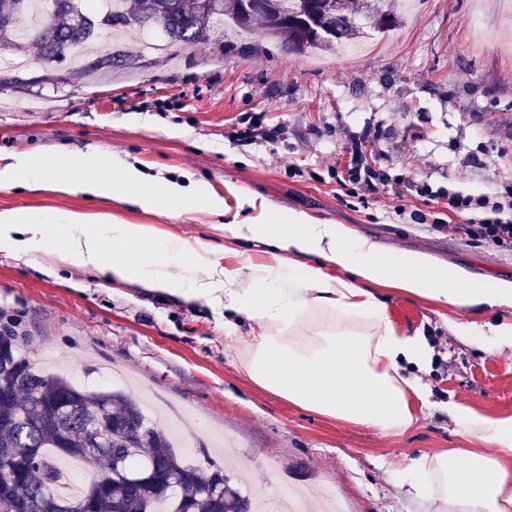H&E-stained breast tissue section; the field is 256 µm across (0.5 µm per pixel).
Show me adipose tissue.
Masks as SVG:
<instances>
[{"mask_svg":"<svg viewBox=\"0 0 512 512\" xmlns=\"http://www.w3.org/2000/svg\"><path fill=\"white\" fill-rule=\"evenodd\" d=\"M60 156L25 153L0 166V186L49 190L113 200L174 217L205 210L223 216L224 200L200 181L181 185L156 180L138 166L109 155H84L59 176ZM254 217L225 222L224 235L251 241L256 252L275 248L278 269L243 264L229 268L208 259L209 246L168 248L185 259L186 272H169L159 255L160 236L151 224H106L98 216L68 213L55 219L0 211V249L29 255L47 249L94 271L107 285L138 284L186 301H201L224 314L233 332L246 318L256 334L242 359L249 380L288 402L319 415L400 434L432 393L421 379L404 376L407 364L429 365L423 333L397 334L378 291L389 285L445 307L512 308V283L461 284L458 277L421 255L382 252L369 239L340 224H319L303 213L278 217L266 202L253 203ZM142 246L139 258L125 254ZM349 278L331 275V268ZM450 331L477 341L485 351L512 349V322L460 323ZM465 436L494 452L470 453L465 466L451 467L458 450L412 459L402 488L434 512H512V415L491 417L451 401L438 406Z\"/></svg>","mask_w":512,"mask_h":512,"instance_id":"adipose-tissue-1","label":"adipose tissue"}]
</instances>
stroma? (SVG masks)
Wrapping results in <instances>:
<instances>
[{"mask_svg": "<svg viewBox=\"0 0 512 512\" xmlns=\"http://www.w3.org/2000/svg\"><path fill=\"white\" fill-rule=\"evenodd\" d=\"M494 29L512 35V16L493 0H417L403 28L355 57L289 54L260 35L246 45L217 26L171 59L142 56L141 38L129 39L135 78L103 72L90 81L71 79L67 62L9 47L17 63L0 64V164L24 152L117 156L170 181H204L243 218L258 196L279 215L346 225L384 251L425 256L463 280L511 283L512 251L411 218L419 211L466 223L468 213L449 215L428 191L480 194L512 177V38L492 39ZM252 123L265 137L242 140ZM357 143L363 166L386 176L359 199L338 185ZM5 209L106 214L156 225L189 246L209 241L225 266L277 264L274 253L225 239L203 210L174 218L0 186ZM381 293L399 333L421 330L431 341L424 381L434 400L512 414V351L491 354L448 330L452 321H511L512 309H441L391 287ZM0 313L19 319L31 343L26 357L37 366L64 364L96 390L112 367L128 377L130 396L183 414L186 460L223 463L230 443L237 468L252 478L248 494H262L268 512H291L285 498L293 487L331 512H431L404 495L401 472L414 458L468 445L432 408L388 435L289 403L243 371L248 326L227 336L223 317L204 305L136 284L103 286L52 249L32 258L0 250Z\"/></svg>", "mask_w": 512, "mask_h": 512, "instance_id": "1", "label": "stroma"}]
</instances>
